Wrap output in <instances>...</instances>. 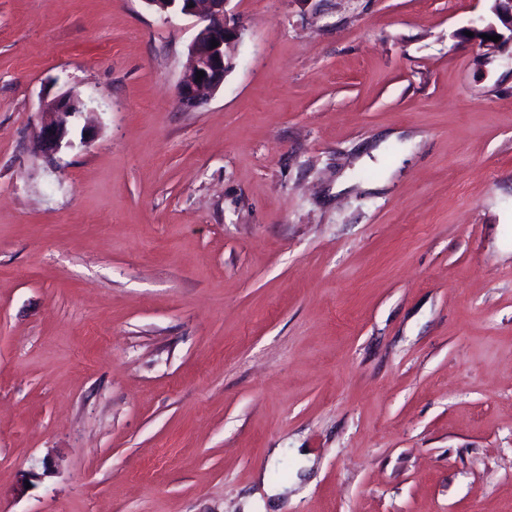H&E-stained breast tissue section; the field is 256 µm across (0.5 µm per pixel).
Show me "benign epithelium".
Returning a JSON list of instances; mask_svg holds the SVG:
<instances>
[{"mask_svg":"<svg viewBox=\"0 0 512 512\" xmlns=\"http://www.w3.org/2000/svg\"><path fill=\"white\" fill-rule=\"evenodd\" d=\"M148 7L159 12L177 11L194 17L198 31L189 46L190 62L179 82L178 94L181 102L193 106L200 100L202 92L216 90L224 85L231 54L241 38V26L235 15L226 10L228 0H144ZM492 12L497 23H490L474 30L479 45L491 48L495 42L481 38V35L504 36L511 33L512 0H493ZM218 42L211 47V41ZM204 77L197 78V72ZM85 102L76 93H65L44 103L42 113L45 120L37 133L38 152L47 164H52L68 135L70 118L83 112Z\"/></svg>","mask_w":512,"mask_h":512,"instance_id":"1","label":"benign epithelium"}]
</instances>
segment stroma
Here are the masks:
<instances>
[{
	"label": "stroma",
	"instance_id": "obj_1",
	"mask_svg": "<svg viewBox=\"0 0 512 512\" xmlns=\"http://www.w3.org/2000/svg\"><path fill=\"white\" fill-rule=\"evenodd\" d=\"M492 0H0V512H512ZM82 94L71 146L44 101ZM229 0H144L148 7L159 13L178 11L194 17L198 31L189 46L190 62L179 82L181 102L194 106L202 92L219 89L224 84L236 44L241 38V26L234 14L226 10ZM193 4V7H190ZM218 42L211 48V41ZM197 71L204 77L197 81ZM85 102L77 93H65L46 101L42 107L45 120L37 133L38 152L51 165L68 135L70 118L85 109Z\"/></svg>",
	"mask_w": 512,
	"mask_h": 512
}]
</instances>
